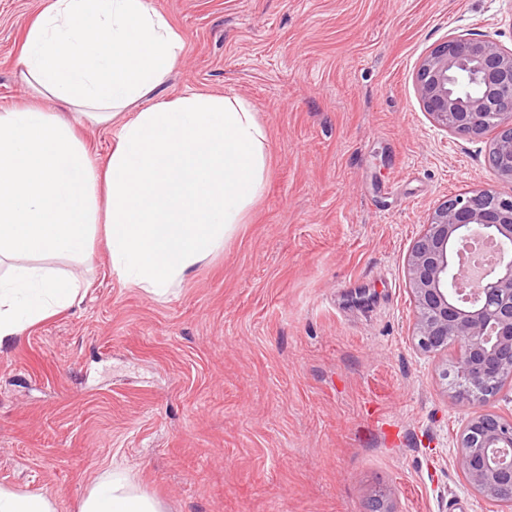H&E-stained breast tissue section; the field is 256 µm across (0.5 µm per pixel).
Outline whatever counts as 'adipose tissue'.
<instances>
[{"label": "adipose tissue", "mask_w": 512, "mask_h": 512, "mask_svg": "<svg viewBox=\"0 0 512 512\" xmlns=\"http://www.w3.org/2000/svg\"><path fill=\"white\" fill-rule=\"evenodd\" d=\"M185 38L149 0H49L20 56L25 103L0 108V345L72 306L58 268L104 231L112 271L157 298L219 252L262 195L267 133L245 99L164 85ZM115 128L103 159L79 129ZM79 512H165L104 470Z\"/></svg>", "instance_id": "ef3b65f1"}]
</instances>
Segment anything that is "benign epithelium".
I'll return each instance as SVG.
<instances>
[{"instance_id": "7a95c632", "label": "benign epithelium", "mask_w": 512, "mask_h": 512, "mask_svg": "<svg viewBox=\"0 0 512 512\" xmlns=\"http://www.w3.org/2000/svg\"><path fill=\"white\" fill-rule=\"evenodd\" d=\"M462 69L473 73L480 94L455 92ZM416 85L424 110L442 129L472 139L494 132L488 165L497 178L512 181V50L487 36H454L425 57ZM473 235L512 244L511 195L491 188L460 193L431 213L407 258L415 339L426 353L455 348V398L470 409L459 439L461 472L487 501L512 505V418L485 409L512 382V261L499 260L477 296H462L456 284L472 270L456 263L455 244Z\"/></svg>"}]
</instances>
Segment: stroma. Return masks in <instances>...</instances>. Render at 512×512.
Wrapping results in <instances>:
<instances>
[{"mask_svg": "<svg viewBox=\"0 0 512 512\" xmlns=\"http://www.w3.org/2000/svg\"><path fill=\"white\" fill-rule=\"evenodd\" d=\"M46 0H0V108L23 103L25 31ZM185 37L167 99L249 100L262 196L158 299L104 243L67 263L70 308L0 349V487L78 512L105 469L166 512H497L466 484L469 415L421 352L407 258L432 211L512 194L490 137L435 127L416 90L452 35L512 49V0H151Z\"/></svg>", "mask_w": 512, "mask_h": 512, "instance_id": "35a3bbf8", "label": "stroma"}]
</instances>
